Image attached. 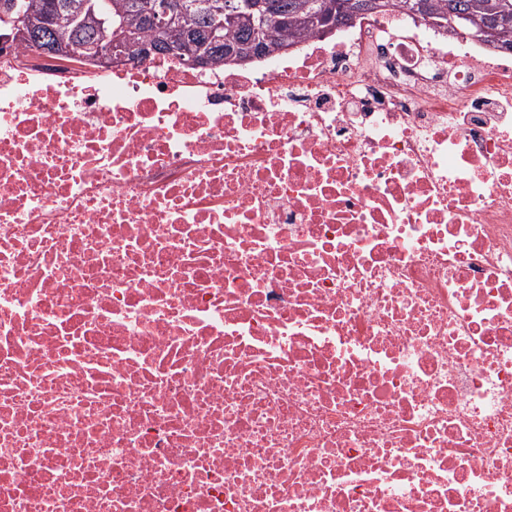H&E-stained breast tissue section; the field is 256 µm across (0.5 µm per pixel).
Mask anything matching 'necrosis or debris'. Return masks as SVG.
I'll return each mask as SVG.
<instances>
[{"instance_id":"necrosis-or-debris-1","label":"necrosis or debris","mask_w":512,"mask_h":512,"mask_svg":"<svg viewBox=\"0 0 512 512\" xmlns=\"http://www.w3.org/2000/svg\"><path fill=\"white\" fill-rule=\"evenodd\" d=\"M0 512H512V52L0 45Z\"/></svg>"}]
</instances>
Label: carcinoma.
Wrapping results in <instances>:
<instances>
[{
    "mask_svg": "<svg viewBox=\"0 0 512 512\" xmlns=\"http://www.w3.org/2000/svg\"><path fill=\"white\" fill-rule=\"evenodd\" d=\"M51 0H0V32L14 25H33L36 35L21 39L19 43L40 50L80 49L101 41L109 40L120 31L135 43H154L159 40L190 44L192 49L209 55L210 66L222 68L225 65L224 51L206 45L200 38L201 31L212 23L206 13L190 10L178 15L165 29L160 30L149 24L133 9L136 0H110L112 26L105 29L66 23L49 19L48 5ZM270 6L271 20L264 33V54L282 51L285 44L292 45L303 36L319 34L324 28L323 21L330 15L351 19L364 12L360 0H260ZM496 0H380L369 8L381 12L396 6L420 16L423 20H443L452 10L470 13L483 18L489 15ZM252 28L245 22L234 21L224 27L225 42L230 45L249 44Z\"/></svg>",
    "mask_w": 512,
    "mask_h": 512,
    "instance_id": "carcinoma-1",
    "label": "carcinoma"
}]
</instances>
